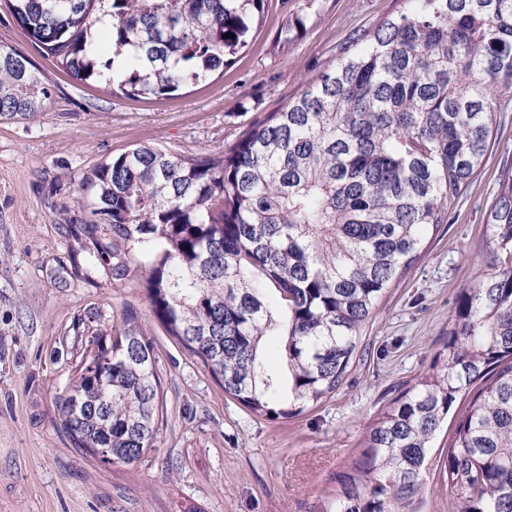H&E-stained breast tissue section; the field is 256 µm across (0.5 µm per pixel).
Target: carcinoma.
Returning a JSON list of instances; mask_svg holds the SVG:
<instances>
[{
    "label": "carcinoma",
    "instance_id": "carcinoma-1",
    "mask_svg": "<svg viewBox=\"0 0 512 512\" xmlns=\"http://www.w3.org/2000/svg\"><path fill=\"white\" fill-rule=\"evenodd\" d=\"M31 45L128 98L200 83L247 44L264 0H4ZM336 65L231 147L136 146L82 173L71 218L87 258L142 282L153 317L224 393L268 420L301 415L350 372L379 303L452 220L512 88V0H404ZM288 16L281 38L299 37ZM232 37L227 38L225 34ZM49 88L0 45V120H34ZM487 224L496 266L460 292L448 364L404 390L321 512H415L425 462L458 395L477 391L443 473L457 512H512V169ZM281 336L286 369L261 359ZM156 353L133 307L87 341L54 397L74 448L131 465L154 447Z\"/></svg>",
    "mask_w": 512,
    "mask_h": 512
}]
</instances>
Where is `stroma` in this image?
<instances>
[{
    "label": "stroma",
    "mask_w": 512,
    "mask_h": 512,
    "mask_svg": "<svg viewBox=\"0 0 512 512\" xmlns=\"http://www.w3.org/2000/svg\"><path fill=\"white\" fill-rule=\"evenodd\" d=\"M403 0H318L288 46L282 0H265L249 45L207 82L167 97L128 98L82 83L34 55L52 95L33 122H0V512H318L336 472L358 457L380 413L418 377L448 362V324L462 288L491 261L487 217L512 163V109L498 113L488 152L452 223L426 239L390 288L341 387L299 417L251 415L154 320L137 267L123 281L86 261L68 230L82 173L149 144L173 155L218 152L280 111L335 65L357 30L398 16ZM140 313L162 379L157 442L113 466L72 447L57 426L63 389L90 332L111 331L125 306ZM439 431L417 512H456Z\"/></svg>",
    "instance_id": "35a3bbf8"
}]
</instances>
